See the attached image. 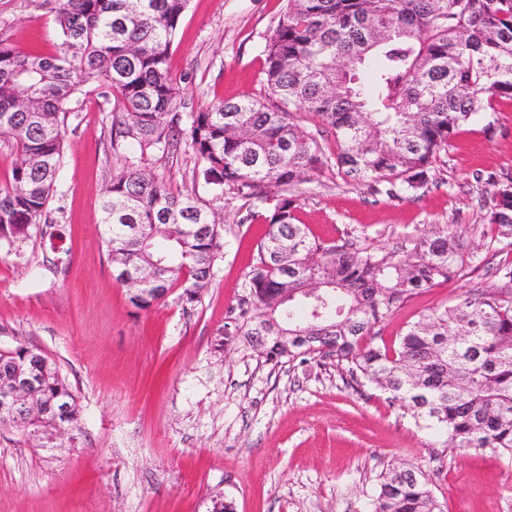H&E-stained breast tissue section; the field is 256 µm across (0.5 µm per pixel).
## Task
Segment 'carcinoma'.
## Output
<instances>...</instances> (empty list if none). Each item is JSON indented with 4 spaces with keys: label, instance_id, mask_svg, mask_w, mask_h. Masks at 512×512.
Returning <instances> with one entry per match:
<instances>
[{
    "label": "carcinoma",
    "instance_id": "obj_1",
    "mask_svg": "<svg viewBox=\"0 0 512 512\" xmlns=\"http://www.w3.org/2000/svg\"><path fill=\"white\" fill-rule=\"evenodd\" d=\"M189 0H43L62 37L58 54H24L0 40V136L19 158L0 188V241L27 235L52 196L63 154L61 124L81 88L102 81L128 121L115 136L140 150L174 147L180 97L169 51ZM264 77L279 105L220 100L188 115L184 131L203 163L213 199L224 186L262 196L332 166L354 180L397 182L405 192L428 183L457 130L512 101V0H287L266 46ZM315 114L333 134L336 153L291 121ZM295 202L271 203L269 230L246 288L255 313L237 331L268 361L324 354L358 384L387 390L417 424L450 448H496L512 457V264L502 285L431 309L392 348L375 328L421 291L458 276L464 245L446 230L422 236L402 259L394 252L325 244L296 223ZM104 243L129 301L147 310L181 288L197 302L224 239L214 209L177 195L132 164L101 200ZM490 224L512 236V181L491 194ZM140 268L152 284L128 283ZM322 284V303L307 297ZM288 295L286 309H273ZM273 319L281 338H263ZM36 373V399L65 402L51 414L0 426L48 435L78 420L76 398L47 357L20 346L0 353V381L16 368ZM371 512H441L419 468L385 473Z\"/></svg>",
    "mask_w": 512,
    "mask_h": 512
}]
</instances>
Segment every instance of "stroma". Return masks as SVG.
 Returning a JSON list of instances; mask_svg holds the SVG:
<instances>
[{
  "mask_svg": "<svg viewBox=\"0 0 512 512\" xmlns=\"http://www.w3.org/2000/svg\"><path fill=\"white\" fill-rule=\"evenodd\" d=\"M286 0H190L169 68L176 111L218 100L268 102L265 47ZM0 39L56 53L52 14L40 0H0ZM121 109L101 83L85 85L62 126L64 152L45 220L0 242V352L24 346L55 363L76 396L74 428L48 443L0 427V512H369L382 474H427L442 512H512V457L493 448H447L388 392L351 381L335 359L275 364L236 328L254 312L245 284L267 224L266 205L235 187L213 200L188 143L129 154L112 137ZM494 125L463 127L414 193L343 178L336 168L293 186L289 197L312 237L349 238L404 256L425 231L462 235L481 263L415 296L380 324L387 344L428 309L498 287L512 237L489 222L494 183L512 180V102ZM177 194L212 202L224 254L198 302L179 288L134 308L112 273L99 199L126 162Z\"/></svg>",
  "mask_w": 512,
  "mask_h": 512,
  "instance_id": "obj_1",
  "label": "stroma"
}]
</instances>
